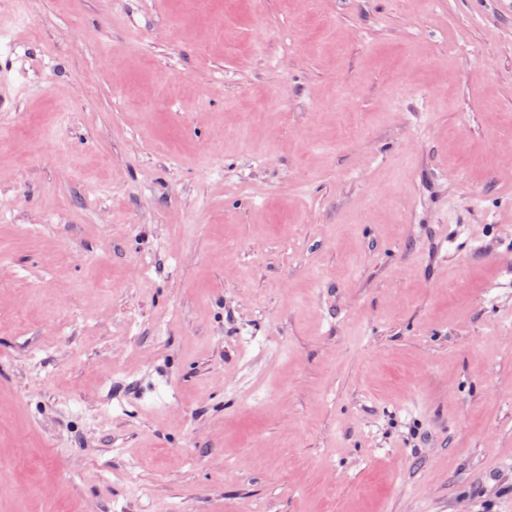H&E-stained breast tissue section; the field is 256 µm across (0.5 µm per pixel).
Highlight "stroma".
<instances>
[{
	"label": "stroma",
	"instance_id": "35a3bbf8",
	"mask_svg": "<svg viewBox=\"0 0 512 512\" xmlns=\"http://www.w3.org/2000/svg\"><path fill=\"white\" fill-rule=\"evenodd\" d=\"M1 17L0 512H501L512 0Z\"/></svg>",
	"mask_w": 512,
	"mask_h": 512
}]
</instances>
